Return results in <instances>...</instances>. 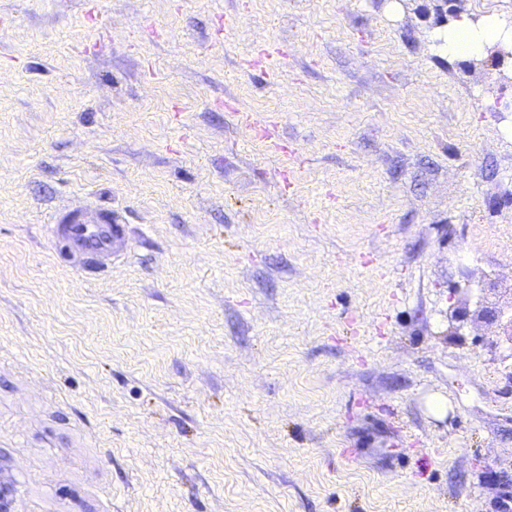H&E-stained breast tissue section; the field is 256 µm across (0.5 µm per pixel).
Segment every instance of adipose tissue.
I'll list each match as a JSON object with an SVG mask.
<instances>
[{
  "instance_id": "ef3b65f1",
  "label": "adipose tissue",
  "mask_w": 512,
  "mask_h": 512,
  "mask_svg": "<svg viewBox=\"0 0 512 512\" xmlns=\"http://www.w3.org/2000/svg\"><path fill=\"white\" fill-rule=\"evenodd\" d=\"M438 37L450 55L486 56L499 48H512V22L497 14L477 23L464 17L439 31Z\"/></svg>"
}]
</instances>
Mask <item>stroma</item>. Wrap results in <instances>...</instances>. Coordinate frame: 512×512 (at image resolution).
I'll return each instance as SVG.
<instances>
[{
  "mask_svg": "<svg viewBox=\"0 0 512 512\" xmlns=\"http://www.w3.org/2000/svg\"><path fill=\"white\" fill-rule=\"evenodd\" d=\"M492 13L512 0H0L11 512L512 498V355L448 322L459 266L512 295V77L433 39ZM81 197L129 230L85 277L46 226Z\"/></svg>",
  "mask_w": 512,
  "mask_h": 512,
  "instance_id": "1",
  "label": "stroma"
}]
</instances>
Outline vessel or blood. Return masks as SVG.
<instances>
[{
	"mask_svg": "<svg viewBox=\"0 0 512 512\" xmlns=\"http://www.w3.org/2000/svg\"><path fill=\"white\" fill-rule=\"evenodd\" d=\"M48 225L60 258L87 260L90 274L105 270L125 248L124 224L110 210L86 202L51 214Z\"/></svg>",
	"mask_w": 512,
	"mask_h": 512,
	"instance_id": "b4317fda",
	"label": "vessel or blood"
}]
</instances>
